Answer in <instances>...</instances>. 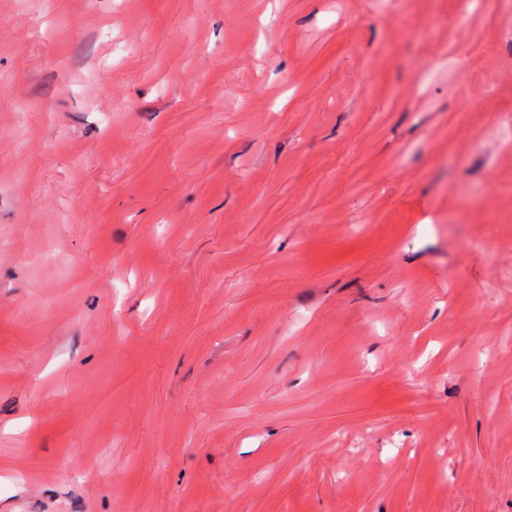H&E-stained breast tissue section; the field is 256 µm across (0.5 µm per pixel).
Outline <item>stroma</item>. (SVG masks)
Returning a JSON list of instances; mask_svg holds the SVG:
<instances>
[{
    "instance_id": "35a3bbf8",
    "label": "stroma",
    "mask_w": 512,
    "mask_h": 512,
    "mask_svg": "<svg viewBox=\"0 0 512 512\" xmlns=\"http://www.w3.org/2000/svg\"><path fill=\"white\" fill-rule=\"evenodd\" d=\"M502 112L512 0H0V512H512Z\"/></svg>"
}]
</instances>
